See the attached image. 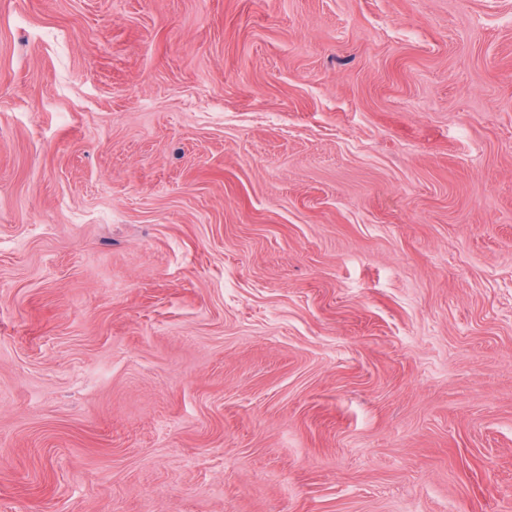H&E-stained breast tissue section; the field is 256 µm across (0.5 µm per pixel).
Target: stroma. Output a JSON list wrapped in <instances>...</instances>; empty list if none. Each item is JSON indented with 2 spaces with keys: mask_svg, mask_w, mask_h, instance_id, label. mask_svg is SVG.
<instances>
[{
  "mask_svg": "<svg viewBox=\"0 0 512 512\" xmlns=\"http://www.w3.org/2000/svg\"><path fill=\"white\" fill-rule=\"evenodd\" d=\"M0 512H512V0H0Z\"/></svg>",
  "mask_w": 512,
  "mask_h": 512,
  "instance_id": "obj_1",
  "label": "stroma"
}]
</instances>
